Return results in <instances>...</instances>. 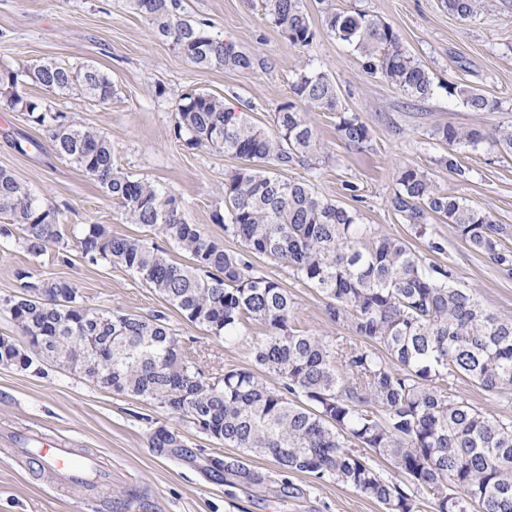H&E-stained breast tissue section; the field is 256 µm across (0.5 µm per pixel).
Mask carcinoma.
<instances>
[{
    "instance_id": "1",
    "label": "carcinoma",
    "mask_w": 512,
    "mask_h": 512,
    "mask_svg": "<svg viewBox=\"0 0 512 512\" xmlns=\"http://www.w3.org/2000/svg\"><path fill=\"white\" fill-rule=\"evenodd\" d=\"M131 2L157 37L196 66L254 67L249 56L210 32L207 21L186 19L183 0ZM446 6L466 18L474 13L475 0H446ZM265 11L293 46L312 44L315 32L303 0H265ZM324 28L405 95L421 100L431 95L429 72L402 50L390 25L360 12L329 10ZM21 82L50 92L78 87L105 102L112 96L108 77L94 66L74 70L42 62L0 71V89L8 90L9 106L40 126L61 157L97 180L131 223L169 238L188 263L174 261L144 239L113 236L101 224L89 225L79 238L84 257L123 265L190 323L226 342L239 336L246 319L264 325L267 334L253 345V368L226 369L208 382L191 349L180 345L162 316L93 309L79 300L70 281L35 280L24 272L22 287L40 289L41 297L25 293L9 301V312L31 341L22 349L1 336L0 364L38 374L40 361L49 358L95 383L108 375L117 393L154 400L226 446L272 458L285 472L348 485L385 512H419L427 498L434 512H512V419L480 412L458 389V382L468 379L486 392L512 395V320L484 309L451 268L425 263L407 240L376 234L355 213L319 199L309 181H285L271 172L313 150L306 106L339 114L336 130L348 144L359 148L367 142V125L345 115L325 74H300L291 85L294 100L278 107L271 132L214 95L189 93L177 105L175 139L247 162L225 187L224 213L213 215L243 244L239 253L225 251L198 225L187 223L177 198L164 188L116 166L107 137L20 95ZM448 95L474 112L497 107L466 84L448 87ZM435 137L450 147L484 140L477 129L463 135L448 125L435 129ZM398 184L391 205L429 249L441 250L430 218H443L473 251L512 266L509 225L438 192L420 169L404 168ZM0 214L10 219V225H0V235H18L32 257L63 239L56 211L4 169ZM254 256L288 267L319 290L329 299V319L349 326L359 344L333 343L292 328L288 289L256 272ZM77 327L88 342L74 339ZM261 372L278 376L280 389L267 388ZM152 443L182 447L167 430L156 431ZM375 456L391 459L402 480L384 479L373 465ZM214 468L226 478L261 481L235 459H217Z\"/></svg>"
}]
</instances>
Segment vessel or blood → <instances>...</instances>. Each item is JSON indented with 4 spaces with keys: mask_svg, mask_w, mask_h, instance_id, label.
I'll return each instance as SVG.
<instances>
[{
    "mask_svg": "<svg viewBox=\"0 0 512 512\" xmlns=\"http://www.w3.org/2000/svg\"><path fill=\"white\" fill-rule=\"evenodd\" d=\"M27 454L38 469L55 475L62 482H78L94 489L110 483L109 475L93 460L65 445L43 444L28 449Z\"/></svg>",
    "mask_w": 512,
    "mask_h": 512,
    "instance_id": "obj_1",
    "label": "vessel or blood"
}]
</instances>
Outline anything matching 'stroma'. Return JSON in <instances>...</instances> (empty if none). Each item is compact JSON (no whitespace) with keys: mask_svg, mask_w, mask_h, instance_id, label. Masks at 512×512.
<instances>
[{"mask_svg":"<svg viewBox=\"0 0 512 512\" xmlns=\"http://www.w3.org/2000/svg\"><path fill=\"white\" fill-rule=\"evenodd\" d=\"M303 3L315 38L309 47L297 48L265 16L262 0H184L188 18L210 22L213 32L256 61L250 70H228L192 64L153 34L130 0H0V69L43 61L98 67L112 82V98L105 104L78 91L52 93L31 83L21 91L47 110L66 113L105 135L118 167L165 188L181 201L188 223L235 252L242 251L241 242L228 236L213 215L223 211L224 188L244 162L175 139V109L182 95L195 90L222 97L227 106L247 108L251 121L270 130L278 106L292 100L298 74L325 73L346 112L368 126L369 141L361 149L348 145L337 133L336 113L308 110L314 151L275 167V174L283 180L307 178L319 198L357 213L376 233L411 239L426 261L452 268L486 309L512 319V272L471 251L452 225L439 219L433 235L443 249L430 251L424 241L412 239L391 206L398 172L410 166L427 172L440 192L512 225V155L493 143L499 132L512 130V0H480L466 19L450 14L444 0ZM328 8L361 11L392 26L402 48L429 71L433 95L410 99L370 73L352 46L324 29ZM452 83L476 89L495 101L496 109L470 111L449 97ZM445 125L485 135L479 145L457 150L465 176L440 162L448 149L433 131ZM27 137L35 139V146L23 147ZM0 168L54 207L64 228L62 241L37 258L18 237L0 239V337L26 344L7 302L21 294L16 273L27 269L39 278L70 281L89 307L163 315L182 346L193 348L204 377L250 367L253 345L266 332L261 324L245 321L239 336L224 342L190 323L124 266L83 256L77 244L80 229L101 224L112 235L145 239L173 260H185L172 241L129 223L93 177L59 157L42 128L26 113L9 109L2 94ZM253 263L288 288L295 302L293 328L332 342H354L349 327L327 318L326 300L317 289L270 259L257 257ZM42 367L35 374L0 365V512H384L352 487L290 474L271 458L225 446L155 401L116 393L50 361ZM161 429L179 436L181 447H152L151 437ZM45 439L65 441L94 458L111 472V490L98 495L76 486L63 492L54 480L32 471L21 451ZM217 457L242 461L261 475V482H225L213 468ZM292 486L297 489L293 495L288 492Z\"/></svg>","mask_w":512,"mask_h":512,"instance_id":"stroma-1","label":"stroma"}]
</instances>
